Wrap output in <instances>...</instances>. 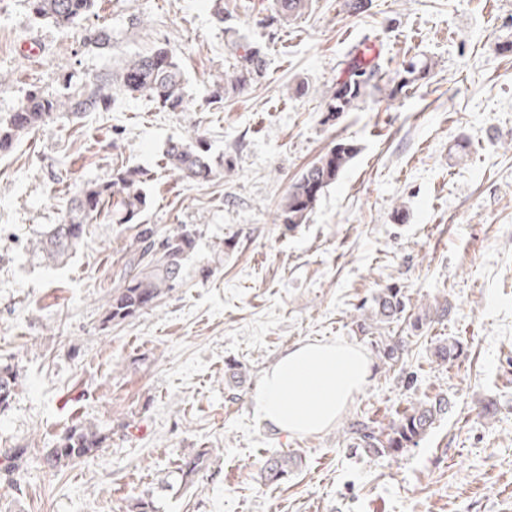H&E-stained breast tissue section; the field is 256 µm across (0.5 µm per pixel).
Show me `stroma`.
Segmentation results:
<instances>
[{
	"label": "stroma",
	"mask_w": 512,
	"mask_h": 512,
	"mask_svg": "<svg viewBox=\"0 0 512 512\" xmlns=\"http://www.w3.org/2000/svg\"><path fill=\"white\" fill-rule=\"evenodd\" d=\"M312 0L288 22L273 0H98L69 27L0 0V114L28 91L62 92L61 76L93 75L166 44L179 55L187 106L163 112L123 95L113 110L58 117L0 153V363L22 385L0 411V448L27 464L0 484V512H128L157 494L159 512H512V0ZM107 29L112 49L84 44ZM370 46L379 71L342 112L325 102L346 60ZM38 55H29V47ZM263 78L213 98L245 49ZM427 62L391 95L411 58ZM207 143L215 172L189 183L165 167L168 141ZM339 142L355 155L307 223L277 207L303 169ZM148 174V208L87 225L59 264L32 250L70 198L114 168ZM187 225L196 248L176 288L151 309L104 324L141 225ZM387 288L407 299L382 328L401 361L379 358L355 322ZM448 303V318L410 327ZM301 341L343 342L372 363L367 387L325 431L291 436L257 419L263 372ZM459 345L452 365L433 356ZM448 400L418 446L366 457L344 432L354 417L386 424L413 404ZM493 414H486L487 405ZM107 440L53 472L39 458L76 422ZM210 452L187 490L158 492L179 458ZM301 457L280 485L260 470Z\"/></svg>",
	"instance_id": "stroma-1"
}]
</instances>
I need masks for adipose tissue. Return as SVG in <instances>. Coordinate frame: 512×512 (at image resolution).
<instances>
[{"mask_svg": "<svg viewBox=\"0 0 512 512\" xmlns=\"http://www.w3.org/2000/svg\"><path fill=\"white\" fill-rule=\"evenodd\" d=\"M370 376V361L357 347L299 342L264 372L253 397L254 411L275 431L316 434L335 423Z\"/></svg>", "mask_w": 512, "mask_h": 512, "instance_id": "obj_1", "label": "adipose tissue"}]
</instances>
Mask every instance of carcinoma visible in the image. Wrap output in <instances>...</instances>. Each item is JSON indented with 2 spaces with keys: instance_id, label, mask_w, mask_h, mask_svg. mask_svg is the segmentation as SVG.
<instances>
[{
  "instance_id": "cac0c4a2",
  "label": "carcinoma",
  "mask_w": 512,
  "mask_h": 512,
  "mask_svg": "<svg viewBox=\"0 0 512 512\" xmlns=\"http://www.w3.org/2000/svg\"><path fill=\"white\" fill-rule=\"evenodd\" d=\"M31 15L39 21L55 25H73L88 18L96 7V0H27ZM277 14L296 20L305 14L309 0H276ZM89 46L100 53L112 49V36L104 29L87 35ZM266 62L258 50H246L235 66L231 79L220 91L237 93L253 81L263 77ZM421 69L410 62L396 72L398 89L412 86ZM377 72L362 59L347 63L343 81L328 97L326 105L331 113L342 112L357 99L361 89L376 77ZM60 95L29 92L14 111L0 116V152L10 149L19 135L56 115L66 114L79 118L87 112L107 111L119 94H139L149 97L159 109L182 111L186 106L184 74L174 49L165 46L150 53L136 55L125 61L116 71L109 70L90 77L78 88H71V80L63 85ZM355 149L346 143H337L301 172L292 184L280 209L282 223L305 224L314 206L325 190L336 182L338 174L353 158ZM166 165L188 181H206L213 174V166L202 142L188 145L171 141L164 150ZM146 183L141 170L122 166L112 171V179L92 183L79 190L70 200L59 222L33 244L32 250L56 264L68 257L82 238L85 225L93 223L107 203L124 212L122 221L130 223L148 205L143 188ZM194 234L183 224L162 238H156L154 229L144 225L135 237V249L128 261L130 272L118 279L105 301L104 323L122 321L153 307L180 280L183 261L195 250ZM407 306L406 297L394 288H387L374 299L369 316L358 321L356 327L363 336L389 324L402 314ZM448 303H440L431 312L416 316L411 328L418 330L424 321L435 316H448ZM377 353L390 366H395L404 351V341L386 338L376 344ZM459 353L455 342L442 343L434 348V357L440 364L453 362ZM21 385L20 371L15 364H0V410L9 406ZM448 411V400L435 397L404 409L386 427H379L370 419H356L349 423L346 433L353 448L367 456L395 455L406 448L417 446L437 419ZM105 437L96 426L78 423L71 426L56 443L46 449L40 464L55 470L77 459L94 455L103 447ZM22 447L0 448V478L12 482L26 457ZM209 452L200 449L179 459L175 470L160 480L159 489L167 491L174 484L186 487L206 467ZM298 466V457L281 454L269 458L262 478L270 485L279 483Z\"/></svg>"
}]
</instances>
